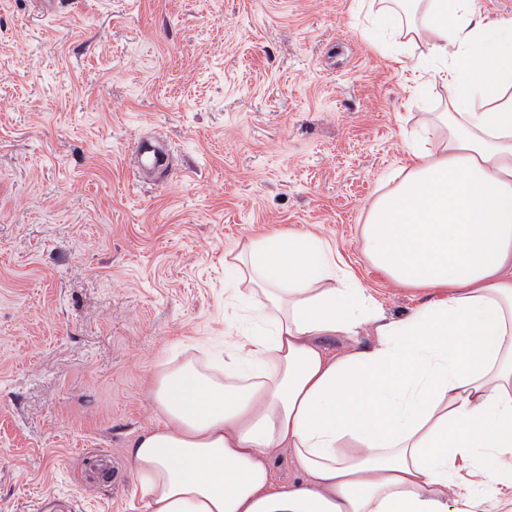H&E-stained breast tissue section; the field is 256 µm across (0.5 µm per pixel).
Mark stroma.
I'll return each instance as SVG.
<instances>
[{"label": "stroma", "instance_id": "stroma-1", "mask_svg": "<svg viewBox=\"0 0 512 512\" xmlns=\"http://www.w3.org/2000/svg\"><path fill=\"white\" fill-rule=\"evenodd\" d=\"M377 0H0V512H143L128 444L158 366L259 331L224 261L312 231L393 316L367 210L446 106ZM162 136L167 168L130 150Z\"/></svg>", "mask_w": 512, "mask_h": 512}]
</instances>
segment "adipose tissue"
I'll return each instance as SVG.
<instances>
[{
    "mask_svg": "<svg viewBox=\"0 0 512 512\" xmlns=\"http://www.w3.org/2000/svg\"><path fill=\"white\" fill-rule=\"evenodd\" d=\"M379 18L438 63L445 111L407 143L361 238L394 283L388 315L313 233L249 240L226 301L265 328L150 379L159 426L129 457L144 512H512V18L474 0H392ZM375 341L331 355L326 336ZM289 450L300 473L281 483Z\"/></svg>",
    "mask_w": 512,
    "mask_h": 512,
    "instance_id": "ef3b65f1",
    "label": "adipose tissue"
}]
</instances>
